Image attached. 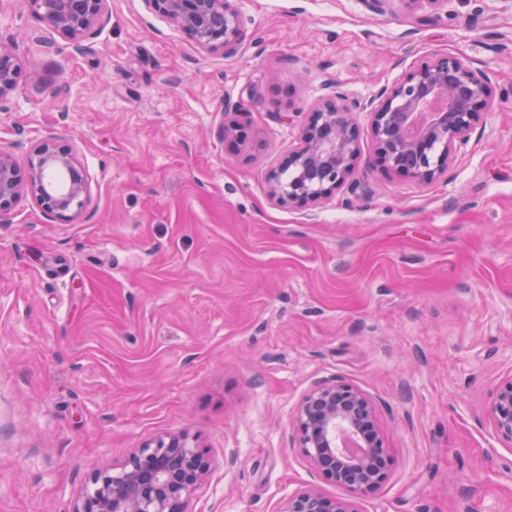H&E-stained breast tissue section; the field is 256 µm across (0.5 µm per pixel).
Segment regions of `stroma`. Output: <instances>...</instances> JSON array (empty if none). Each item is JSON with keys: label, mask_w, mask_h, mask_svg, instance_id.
Returning <instances> with one entry per match:
<instances>
[{"label": "stroma", "mask_w": 512, "mask_h": 512, "mask_svg": "<svg viewBox=\"0 0 512 512\" xmlns=\"http://www.w3.org/2000/svg\"><path fill=\"white\" fill-rule=\"evenodd\" d=\"M230 7L223 52L108 0L77 53L0 0L20 66L0 150L24 168L30 145L70 148L89 181L76 219L25 194L0 222V512H73L94 470L177 432L211 462L187 512H279L300 488L356 512H512V444L487 414L512 377V0ZM440 55L490 79L445 175L386 168L362 113L364 189L271 199L329 89L366 100ZM333 378L373 400L392 459L354 497L293 443L298 402Z\"/></svg>", "instance_id": "obj_1"}]
</instances>
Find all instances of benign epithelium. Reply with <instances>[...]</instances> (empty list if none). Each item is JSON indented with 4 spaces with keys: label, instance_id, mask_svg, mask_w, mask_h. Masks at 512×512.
I'll return each instance as SVG.
<instances>
[{
    "label": "benign epithelium",
    "instance_id": "benign-epithelium-1",
    "mask_svg": "<svg viewBox=\"0 0 512 512\" xmlns=\"http://www.w3.org/2000/svg\"><path fill=\"white\" fill-rule=\"evenodd\" d=\"M207 50L223 49L238 34L229 0H145ZM76 51L102 25L107 0H24ZM13 49L0 46V109L18 87ZM487 74L457 56H440L417 66L404 80L362 103L336 91L309 113L299 144L270 174V196L283 206L315 204L334 190L353 192L359 126L367 112L383 162L419 183L430 184L447 170L450 147L467 141L480 124ZM88 179L76 154L48 142L31 148L26 173L15 156L0 151V216L24 193L46 211L78 217L88 197ZM488 413L497 435L512 444V378L490 393ZM295 442L319 476L352 493L382 484L391 464L373 401L340 379L314 384L292 418ZM211 463L186 433L167 434L134 448L126 459L91 475L93 490L75 512H185L191 495L206 479ZM280 512H355L351 502L314 489L288 496Z\"/></svg>",
    "mask_w": 512,
    "mask_h": 512
}]
</instances>
